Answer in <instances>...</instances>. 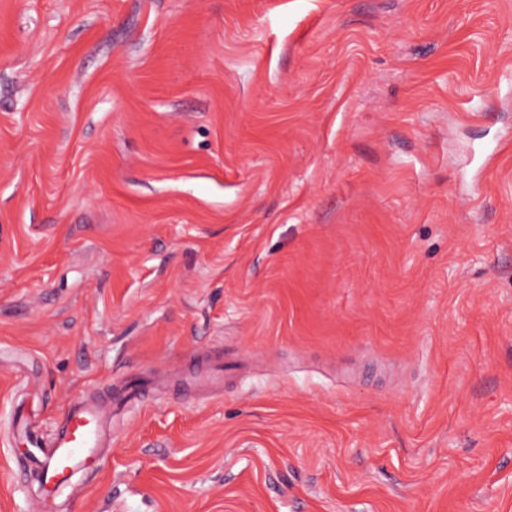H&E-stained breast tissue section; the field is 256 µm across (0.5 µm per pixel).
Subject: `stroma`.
<instances>
[{
	"mask_svg": "<svg viewBox=\"0 0 512 512\" xmlns=\"http://www.w3.org/2000/svg\"><path fill=\"white\" fill-rule=\"evenodd\" d=\"M0 512H512V0H0ZM106 425L107 413L102 403L79 400L69 406L65 427L49 448L40 449L34 442L36 448L28 461L39 470L46 502L76 472L92 471L103 464L99 449Z\"/></svg>",
	"mask_w": 512,
	"mask_h": 512,
	"instance_id": "stroma-1",
	"label": "stroma"
}]
</instances>
